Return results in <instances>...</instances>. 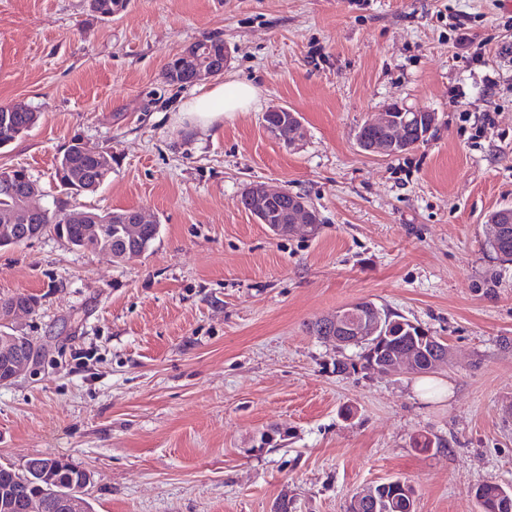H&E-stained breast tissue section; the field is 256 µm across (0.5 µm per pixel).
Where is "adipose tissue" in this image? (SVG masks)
<instances>
[{
    "label": "adipose tissue",
    "instance_id": "adipose-tissue-1",
    "mask_svg": "<svg viewBox=\"0 0 512 512\" xmlns=\"http://www.w3.org/2000/svg\"><path fill=\"white\" fill-rule=\"evenodd\" d=\"M255 86L238 81H227L199 88L179 109L181 119L202 129L222 123L225 114L248 111L255 103Z\"/></svg>",
    "mask_w": 512,
    "mask_h": 512
}]
</instances>
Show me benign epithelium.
<instances>
[{
    "instance_id": "benign-epithelium-1",
    "label": "benign epithelium",
    "mask_w": 512,
    "mask_h": 512,
    "mask_svg": "<svg viewBox=\"0 0 512 512\" xmlns=\"http://www.w3.org/2000/svg\"><path fill=\"white\" fill-rule=\"evenodd\" d=\"M229 52H224L222 59H209L207 54L195 47H188L182 53L172 56L176 68L181 75L189 78V83H198L206 78L215 77L224 72L228 65ZM279 114L281 122L291 125L302 132V123L299 114L286 106L271 108ZM365 125L377 131V135L370 139H361L359 145L368 153H378L383 156H395L405 149L412 134L418 135L422 142L435 125V114L427 110H410L398 105H392L375 117L365 121ZM34 190L31 180L19 187L16 195V219L20 225L15 233L25 237L34 238L39 230H28V225L35 224L41 217L43 209L31 204ZM249 203L248 212L257 223L278 225V228L295 233L307 224L320 223L316 209L308 200L289 194L285 190L272 191L263 183H256L247 191ZM71 219L83 224L82 238L93 239L99 237L104 226L99 219L91 214H74ZM112 223L126 224L131 235L140 231V225L149 224L151 220L140 210H130L123 213H112ZM14 312L0 320L3 329L0 330V383L11 381L35 367L41 358V352L28 345V337L11 328ZM328 337L338 344H377L383 337L376 335L378 330V312L371 305L353 304L345 312H336L327 322ZM426 356L428 370L432 371L439 364L448 359V351L430 335L420 336L417 345H401L392 359L380 368L387 371L397 365L403 366L408 372H416L420 356ZM19 476L29 482H43L51 485L55 482L53 470L36 463L30 459L21 469ZM87 484L81 482L73 484L68 489L59 491L55 501L58 512H84L85 494ZM376 502L375 487L370 486L359 492L353 500L352 512H365L372 503Z\"/></svg>"
}]
</instances>
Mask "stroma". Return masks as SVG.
Listing matches in <instances>:
<instances>
[{
    "label": "stroma",
    "instance_id": "1",
    "mask_svg": "<svg viewBox=\"0 0 512 512\" xmlns=\"http://www.w3.org/2000/svg\"><path fill=\"white\" fill-rule=\"evenodd\" d=\"M204 37L259 90L207 131L178 118L195 85L163 77ZM14 102L40 120L0 169L26 168L37 204L138 208L160 233L119 263L50 231L0 248V297H34L15 326L42 352L0 384V464L68 460L91 512H347L396 478L415 512H476L471 489L512 486V263L485 224L512 206V0H0ZM394 104L435 112L427 141L363 152ZM277 105L295 143L264 126ZM76 140L112 157L95 192L56 184ZM255 182L306 197L317 232L256 223ZM364 300L447 344L428 389L313 333ZM264 121L266 122V126L274 129L277 134L274 135V131L272 129H270L269 132L284 141L291 138L292 130L288 128V126H282L281 122L285 124L289 123L293 128H295L298 134L295 138L288 140V143L290 144L294 143L302 135V123L299 114L287 106H277L269 109L265 113Z\"/></svg>",
    "mask_w": 512,
    "mask_h": 512
}]
</instances>
